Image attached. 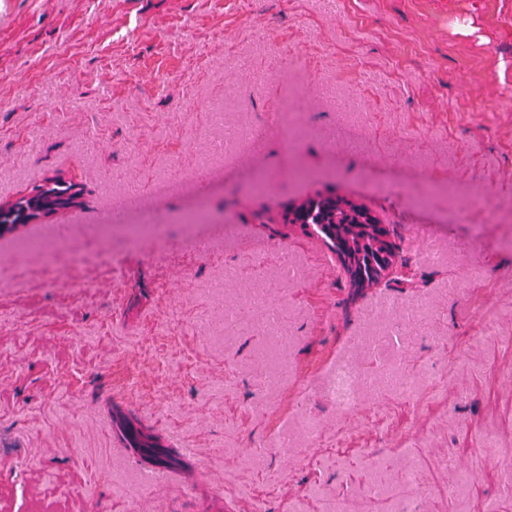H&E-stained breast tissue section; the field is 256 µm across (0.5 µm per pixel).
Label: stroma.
<instances>
[{
    "label": "stroma",
    "mask_w": 512,
    "mask_h": 512,
    "mask_svg": "<svg viewBox=\"0 0 512 512\" xmlns=\"http://www.w3.org/2000/svg\"><path fill=\"white\" fill-rule=\"evenodd\" d=\"M45 176L74 205L0 234V512H512V0H0V205ZM316 196L410 280L353 287ZM121 418L190 456L142 484ZM332 199L342 208L350 207L337 208ZM304 203L290 212L289 223L300 224L294 221V216L296 212L303 209ZM358 207L361 205L343 196L311 198L306 201L305 218L303 224L300 225L306 228L304 224H311L314 230L327 240L332 250L342 252L355 264L357 269H364L367 272L374 270L380 266L381 260H385V257H380L384 250L389 254L391 261H394L396 247L389 241V238L384 237L385 241H389L388 248L384 249L376 231L371 225L365 224L363 211L369 224L380 225L379 219L368 208L363 207L362 211ZM368 227L370 230L367 229ZM357 377L349 366H340L336 371L334 384L325 391L326 398L336 407L348 409L354 403V388Z\"/></svg>",
    "instance_id": "obj_1"
}]
</instances>
